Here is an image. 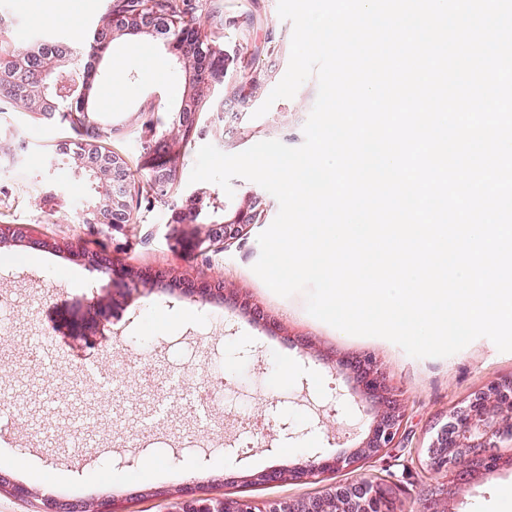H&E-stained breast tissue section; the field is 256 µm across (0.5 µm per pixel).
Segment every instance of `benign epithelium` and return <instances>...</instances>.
Here are the masks:
<instances>
[{
  "label": "benign epithelium",
  "instance_id": "7a95c632",
  "mask_svg": "<svg viewBox=\"0 0 512 512\" xmlns=\"http://www.w3.org/2000/svg\"><path fill=\"white\" fill-rule=\"evenodd\" d=\"M185 32L169 30L165 39L169 49L176 53L179 61L187 56L177 51L188 42ZM195 71L203 69L222 70L224 62L212 57L210 52L199 46L193 55ZM62 64L53 58L45 61L44 81L40 83L41 97L55 100H75L68 90V78L76 72H62ZM260 86V73H248L246 80L233 86L225 98L224 105L235 109L237 120L245 116L247 108ZM194 127L193 118L185 112L175 113L172 130L161 134L152 143V154L158 157L149 165L150 181L148 191L163 198L169 193L170 175L165 162L178 152L177 137L184 136ZM100 200L96 205L80 213L83 224H101L117 230L129 223L128 197L131 184L127 177V162L118 153H104V162L94 167ZM262 197L254 192L236 208L233 216L222 224L215 225V232L205 238L174 237L175 243L183 251H197L204 243L218 250L226 248L241 238L250 226L256 223L255 205ZM27 238V232L17 224L0 225V245L20 242ZM75 255L98 267L102 272L115 277L126 286L130 283L144 287L157 282V278L143 271L129 267L117 269L112 261L100 253L77 249ZM181 294L194 302H206L214 294L209 285H187L181 287ZM355 381L354 403L370 401L378 406V413L369 426L368 432L357 448L346 455L324 456L317 452L308 459L306 465L286 471L281 468L269 469L250 479V482L273 484L290 475L296 479L320 477L346 469H357L369 461L383 456L390 448L399 447L403 427V413L391 394V389L379 371L375 358L364 355L347 364ZM501 439H512V379L488 384L474 393L463 405L454 408L447 422L437 431L429 447L426 448L425 465L437 473H445L446 489L435 495L428 503L425 512H455L451 501L461 486L470 483L478 474L487 475L504 467L512 469V454L503 457L491 454L488 449L496 447ZM392 474L373 473L354 483H333L320 493L307 498L273 500L263 508H257L245 497L224 496L210 498L188 496L176 502L172 512H395V503L390 490Z\"/></svg>",
  "mask_w": 512,
  "mask_h": 512
}]
</instances>
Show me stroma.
<instances>
[{
  "label": "stroma",
  "instance_id": "1",
  "mask_svg": "<svg viewBox=\"0 0 512 512\" xmlns=\"http://www.w3.org/2000/svg\"><path fill=\"white\" fill-rule=\"evenodd\" d=\"M278 0H201L200 20L224 34V82L212 88L197 130L181 152L178 186L165 198L143 193L130 224L120 232L79 223L76 200L83 186L69 169L55 172L67 192L49 195L43 180L58 146L73 132L67 122L42 121L18 103L0 108V225L22 224L33 245L0 246V295L12 299L0 321V396L21 409L15 422L0 425V512H42L44 498L76 505L109 503L110 512H166L181 491L195 487L214 497L244 496L262 505L272 499L318 494L328 478L274 484L250 483L271 468L298 467L315 453L350 451L365 436L376 409L331 415L336 394L351 393L354 379L338 362L372 355L404 410L407 449L392 448L384 463L337 474L348 482L382 464L405 463L408 448L425 450L449 411L494 381L512 379V352L479 338L448 357L415 358L380 337L346 334L306 310V296L281 297L253 272L260 256L258 235L275 219L279 204L264 194L262 221L224 251L185 254L169 237L176 211L191 197L224 198L235 210L258 184L234 178L233 194L210 182H191L201 146L236 154L276 139L304 141L303 127L318 84L308 79L290 99L272 103L285 115L277 129L267 117L215 123L229 86L245 67L267 69L252 108H259L284 76L292 24L279 17ZM104 8V0H0L19 19L0 32V42L25 46L41 29L81 45ZM279 43L277 66L256 56L267 39ZM126 84L122 99L107 101L114 72ZM193 91L192 72L179 65L154 33H113L109 52L96 64L92 95L117 132L108 146L123 154L134 176H142L143 122L170 126L183 98ZM96 242L117 266L159 275L158 288L114 290L100 270L75 257L78 242ZM223 280L224 293L206 303L191 301L177 286ZM110 302L111 317L92 324L96 299ZM250 356H241L242 347ZM303 429L322 426L313 440L281 441L279 423ZM157 466L146 470L144 459ZM441 474H398L392 492L402 512H423ZM30 488L16 496L12 485ZM167 490L164 498L154 497ZM455 512H512V471L483 475L460 488Z\"/></svg>",
  "mask_w": 512,
  "mask_h": 512
}]
</instances>
